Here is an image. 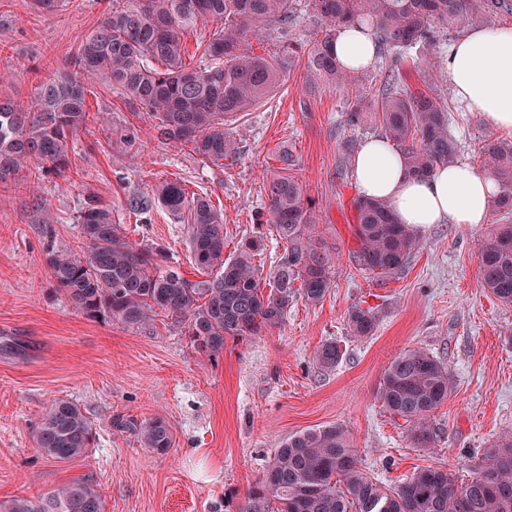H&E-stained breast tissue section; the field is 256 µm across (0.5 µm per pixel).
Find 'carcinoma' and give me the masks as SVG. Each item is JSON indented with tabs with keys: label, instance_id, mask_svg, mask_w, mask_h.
<instances>
[{
	"label": "carcinoma",
	"instance_id": "cac0c4a2",
	"mask_svg": "<svg viewBox=\"0 0 512 512\" xmlns=\"http://www.w3.org/2000/svg\"><path fill=\"white\" fill-rule=\"evenodd\" d=\"M321 21L310 46L290 36L296 17L292 0H115L97 27L82 36L68 66L34 87L22 109L0 98V182L24 165L35 176L70 168L68 147L86 127V84L99 81L155 119L159 139L191 148L217 163L239 154L229 126L280 85L288 63L306 57L307 75L356 96L367 93L362 79L341 67L331 51L339 27L359 22L371 28L378 53L391 58L374 111L386 139L414 177H427L459 159L460 144L449 130V106L430 88L428 64L416 69L422 86L401 87L399 55L421 43L437 44V28L460 32L512 14V0H306ZM223 26L203 42L200 65L185 64V35L208 21ZM263 27L271 40L255 53L250 35ZM136 142L130 126L112 128V148L126 152ZM481 154L501 188L494 219L479 253L481 287L512 304V140L489 142ZM282 166L264 183L267 205L256 223L266 224L285 243L272 271L255 258L262 239L250 238L236 255L224 257V217L208 196H187L182 183L164 180L151 196L133 195L128 208L140 215L154 207L186 217L189 249L205 278L191 281L172 266L165 247L133 244L115 221L111 205L92 195L79 215L84 248L47 249L46 266L57 292L86 316L109 318L144 332L159 317L188 337L210 360L224 352L226 339L246 340L283 324L296 301L316 306L331 286L334 251L316 235L314 199L288 150ZM351 258L376 280L392 279L406 268L421 245L418 229L395 222L390 205L379 199L354 201ZM268 280L270 291L261 287ZM379 312L355 306L347 314L350 335H372ZM338 346L317 351L324 368L339 361ZM452 377L424 348H409L385 371L377 395L382 406L409 423L415 448L434 446L432 417L448 401ZM144 447L163 454L173 447L165 417L139 424ZM96 431L76 403L54 401L35 434L44 457L68 461L95 447ZM97 484L74 479L42 496L0 501V512H104ZM242 512H512V434L484 449L469 480L459 483L443 467H423L403 483L386 488L364 469L345 430L335 424L296 432L283 439L263 477L252 485Z\"/></svg>",
	"mask_w": 512,
	"mask_h": 512
}]
</instances>
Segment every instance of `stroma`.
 Segmentation results:
<instances>
[{
    "label": "stroma",
    "mask_w": 512,
    "mask_h": 512,
    "mask_svg": "<svg viewBox=\"0 0 512 512\" xmlns=\"http://www.w3.org/2000/svg\"><path fill=\"white\" fill-rule=\"evenodd\" d=\"M111 4L68 0L48 15L33 0H0V71L12 75L0 92L29 103L34 85L69 64L81 36ZM432 88L449 103L462 162L477 164L475 147L497 132L454 101L447 72L435 74ZM86 105L91 120L71 146L70 170L43 178L23 170L0 183V501L89 478L102 489L104 512H238L279 442L304 429L342 426L363 469L389 488L428 466L468 479L476 456L512 433V305L478 279L486 225L422 229V246L406 269L383 283L348 256L359 190L354 157L342 145L361 144L381 129L372 118L350 127L345 114L354 105L370 110L372 96L353 100L311 82L303 62H292L281 84L233 125L241 152L221 164L158 140L146 117L101 84L87 86ZM120 125L137 133L126 153L109 142ZM283 149L316 201L314 224L336 249L331 287L318 305L296 302L281 326L226 340L212 361L166 322L134 333L86 317L57 293L44 251L78 249V216L91 194L111 205L130 240L164 245L175 267L199 280L183 219L161 208L144 217L127 207L130 195L151 194L165 179L208 194L223 212L225 255L260 233L261 261L272 265L284 244L258 231L254 218ZM40 205L50 208L54 223H37ZM355 306L380 310L372 336L349 334L346 317ZM327 342L340 351L331 369L316 359ZM411 347L440 359L455 384L433 417L432 448L412 447L407 423L377 398L390 362ZM57 399L78 403L93 422L96 446L83 458L59 462L35 450L36 428ZM157 414L173 430L174 445L164 454L144 447L134 430L111 424L119 415L139 423Z\"/></svg>",
    "instance_id": "1"
}]
</instances>
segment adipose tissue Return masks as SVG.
I'll return each mask as SVG.
<instances>
[{"instance_id": "adipose-tissue-1", "label": "adipose tissue", "mask_w": 512, "mask_h": 512, "mask_svg": "<svg viewBox=\"0 0 512 512\" xmlns=\"http://www.w3.org/2000/svg\"><path fill=\"white\" fill-rule=\"evenodd\" d=\"M336 54L344 65L361 68L375 55L373 36L349 24L336 35ZM456 101L489 129L512 134V28L468 29L440 56ZM354 172L363 196L388 202L397 223L422 229L432 224L485 223L500 188L483 168L455 164L425 178L409 176L400 155L386 140L362 144Z\"/></svg>"}]
</instances>
